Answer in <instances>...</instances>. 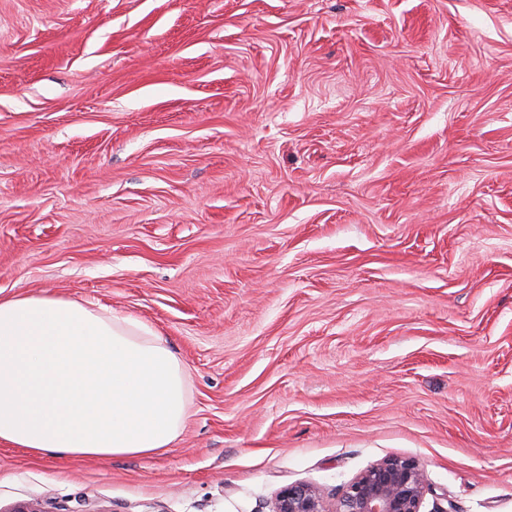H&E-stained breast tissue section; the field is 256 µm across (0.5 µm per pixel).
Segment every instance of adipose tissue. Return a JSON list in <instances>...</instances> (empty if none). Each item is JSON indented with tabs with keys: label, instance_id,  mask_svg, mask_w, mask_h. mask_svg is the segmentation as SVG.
I'll use <instances>...</instances> for the list:
<instances>
[{
	"label": "adipose tissue",
	"instance_id": "adipose-tissue-1",
	"mask_svg": "<svg viewBox=\"0 0 512 512\" xmlns=\"http://www.w3.org/2000/svg\"><path fill=\"white\" fill-rule=\"evenodd\" d=\"M186 387L181 361L137 318L0 297V445L36 456L156 453L187 421Z\"/></svg>",
	"mask_w": 512,
	"mask_h": 512
}]
</instances>
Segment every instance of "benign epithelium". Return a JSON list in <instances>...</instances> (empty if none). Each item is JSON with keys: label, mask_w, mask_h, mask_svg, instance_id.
Masks as SVG:
<instances>
[{"label": "benign epithelium", "mask_w": 512, "mask_h": 512, "mask_svg": "<svg viewBox=\"0 0 512 512\" xmlns=\"http://www.w3.org/2000/svg\"><path fill=\"white\" fill-rule=\"evenodd\" d=\"M427 492V478L417 462L389 458L351 480L332 509L317 488L299 483L282 488L270 512H422Z\"/></svg>", "instance_id": "1"}]
</instances>
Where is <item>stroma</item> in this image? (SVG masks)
<instances>
[{
	"mask_svg": "<svg viewBox=\"0 0 512 512\" xmlns=\"http://www.w3.org/2000/svg\"><path fill=\"white\" fill-rule=\"evenodd\" d=\"M147 322L150 456L0 446V512H270L389 457L512 512V0H0V297Z\"/></svg>",
	"mask_w": 512,
	"mask_h": 512,
	"instance_id": "1",
	"label": "stroma"
}]
</instances>
